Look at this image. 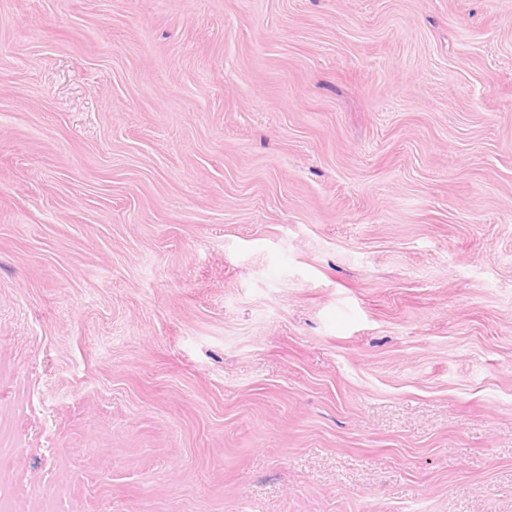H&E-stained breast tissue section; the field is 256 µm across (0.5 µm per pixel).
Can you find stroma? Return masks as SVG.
Segmentation results:
<instances>
[{
    "instance_id": "35a3bbf8",
    "label": "stroma",
    "mask_w": 512,
    "mask_h": 512,
    "mask_svg": "<svg viewBox=\"0 0 512 512\" xmlns=\"http://www.w3.org/2000/svg\"><path fill=\"white\" fill-rule=\"evenodd\" d=\"M13 512H512V0H0Z\"/></svg>"
}]
</instances>
